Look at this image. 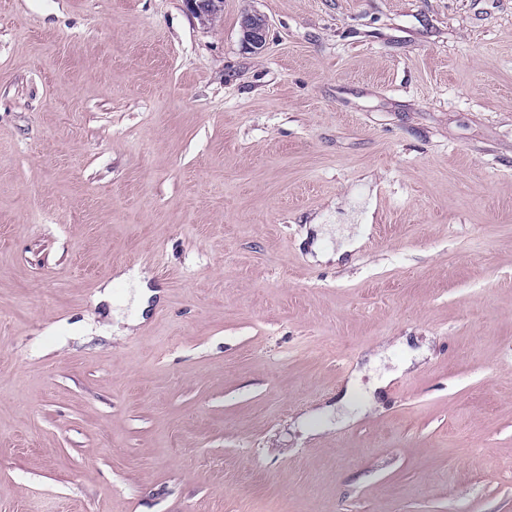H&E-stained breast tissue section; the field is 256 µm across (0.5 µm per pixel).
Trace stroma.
<instances>
[{
  "mask_svg": "<svg viewBox=\"0 0 512 512\" xmlns=\"http://www.w3.org/2000/svg\"><path fill=\"white\" fill-rule=\"evenodd\" d=\"M0 512H512V0H0ZM187 11L200 23L214 22L223 11L222 0H184ZM241 42L253 53H261L266 45L268 24L259 14H246L241 20Z\"/></svg>",
  "mask_w": 512,
  "mask_h": 512,
  "instance_id": "1",
  "label": "stroma"
}]
</instances>
